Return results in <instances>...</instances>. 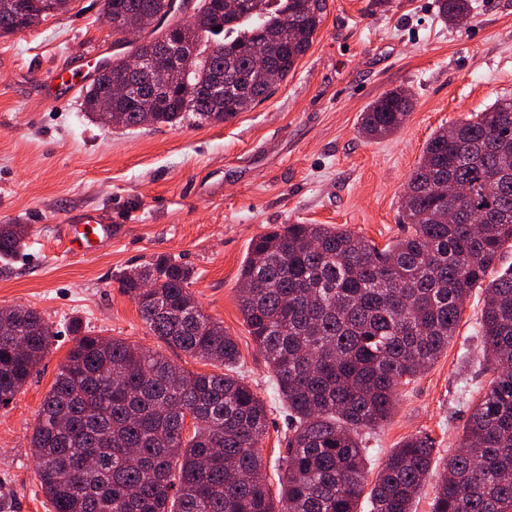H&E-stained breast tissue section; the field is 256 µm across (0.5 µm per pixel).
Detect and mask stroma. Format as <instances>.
Returning a JSON list of instances; mask_svg holds the SVG:
<instances>
[{
  "label": "stroma",
  "instance_id": "35a3bbf8",
  "mask_svg": "<svg viewBox=\"0 0 512 512\" xmlns=\"http://www.w3.org/2000/svg\"><path fill=\"white\" fill-rule=\"evenodd\" d=\"M473 6L451 25L436 0H324L322 22L288 78L223 124L108 127L85 112L83 91L64 107L38 96L50 70L117 51L102 0H72L69 11L0 37V224L29 227L26 248L0 273V306L37 309L55 333L36 372L0 408V512H51L30 437L74 327L211 371L166 349L119 288L123 272L160 256L193 269L191 292L236 340L238 371L268 410L263 475L279 493L288 425L237 304L241 263L278 224L339 225L380 246L403 235V188L431 134L512 94V0ZM399 87L413 94L404 127L383 140L361 137L360 113ZM87 214L111 224V245L65 255L62 225ZM482 306L474 289L447 352L402 388L371 441L370 474L410 435L433 440L434 469L455 452L491 379L480 352Z\"/></svg>",
  "mask_w": 512,
  "mask_h": 512
}]
</instances>
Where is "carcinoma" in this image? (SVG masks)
Segmentation results:
<instances>
[{
	"instance_id": "cac0c4a2",
	"label": "carcinoma",
	"mask_w": 512,
	"mask_h": 512,
	"mask_svg": "<svg viewBox=\"0 0 512 512\" xmlns=\"http://www.w3.org/2000/svg\"><path fill=\"white\" fill-rule=\"evenodd\" d=\"M15 2L0 10V36L53 14V0ZM236 2L229 11L227 0H203L187 24L143 40V55L171 38L188 51L165 92L111 99L99 76L85 90V109L129 128L174 125L189 114L226 123L264 101L272 88L255 48L285 80L323 8ZM437 2L452 24L471 13V0ZM169 9L170 0L103 2L109 24L153 34L162 29L153 19ZM412 106L408 90L386 92L361 113L362 135H394ZM444 184L466 190L451 221ZM401 208L408 231L382 247L332 224H283L254 239L241 265L239 308L287 410L278 499L259 452L268 411L231 375L238 345L190 291L194 271L160 257L121 275V291L152 335L224 372H191L157 350L76 332L30 440L52 512H357L365 496L370 512H412L433 475L431 439L405 438L369 488L366 438L392 415L400 389L448 350L463 300L481 287L479 334L494 377L437 481L433 512H512V268L486 280L512 243V96L429 138ZM27 236L24 224H0V260ZM52 337L37 310L0 307V407L27 383Z\"/></svg>"
}]
</instances>
